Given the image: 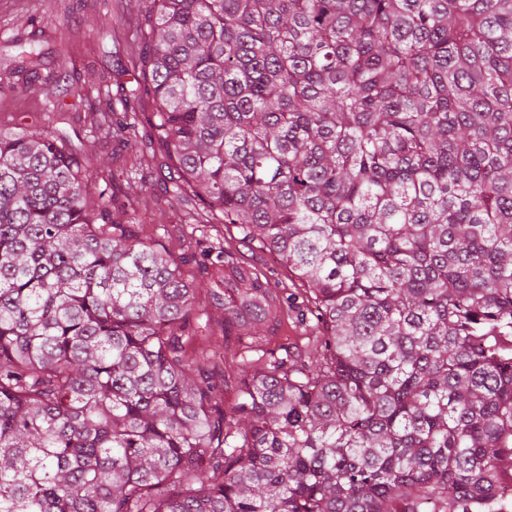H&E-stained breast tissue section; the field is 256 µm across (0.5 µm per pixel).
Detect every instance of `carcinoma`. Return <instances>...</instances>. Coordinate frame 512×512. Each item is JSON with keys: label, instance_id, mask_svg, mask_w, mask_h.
Wrapping results in <instances>:
<instances>
[{"label": "carcinoma", "instance_id": "cac0c4a2", "mask_svg": "<svg viewBox=\"0 0 512 512\" xmlns=\"http://www.w3.org/2000/svg\"><path fill=\"white\" fill-rule=\"evenodd\" d=\"M130 61L178 194L241 257L224 369L187 256L0 131V512H492L512 477V0H149ZM12 74L44 66L18 34ZM136 116L110 121L127 142ZM241 237L235 232V238L229 242V249L235 255L247 256L250 264L268 279L272 288H305L288 272V267L281 264L271 253L240 239ZM197 302H200V307H197L198 313L192 317V320L194 321L196 317H199L198 323L201 327H204L208 321L209 329H199L197 336L193 338L186 349L191 354L198 345L211 343V348L215 354L212 366L220 368L224 366V338H221L224 334L221 330L224 310L215 304L212 295L209 292L207 294L206 290L197 295ZM193 325L196 326L195 321ZM301 328L298 326L295 314L292 316H284L282 322L274 333L266 335L269 336L266 342L267 349H278L282 346H288L290 344H300Z\"/></svg>", "mask_w": 512, "mask_h": 512}]
</instances>
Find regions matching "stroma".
Masks as SVG:
<instances>
[{
  "instance_id": "35a3bbf8",
  "label": "stroma",
  "mask_w": 512,
  "mask_h": 512,
  "mask_svg": "<svg viewBox=\"0 0 512 512\" xmlns=\"http://www.w3.org/2000/svg\"><path fill=\"white\" fill-rule=\"evenodd\" d=\"M50 2L0 0V38L10 31H24L36 24L45 27L50 44L67 42L74 47L71 57L50 56L49 80L25 90L14 88L8 66H0V128L30 131L41 127L45 119L41 111L43 102L48 99L61 102L65 111L56 115L54 127L79 155L91 158V194H99L106 180H113L117 202L133 198L143 237L152 244L164 246L174 255H189L191 261L184 268L186 279L207 283L208 277L202 273L200 264L205 260L203 250L207 240L213 238L214 230L211 225L195 223L192 206L174 197L171 179L176 174L175 169L167 168L166 159L161 156L151 167L131 172L129 153L121 151L117 141L104 130L92 128L84 108L74 105L73 91L77 88L119 82L127 88H135V75L122 74L121 69L138 53L140 41L134 30L125 26L101 32L99 22L114 13L117 5H124L128 13L134 14L145 8L147 0H66L67 9L63 12L51 10ZM229 248L234 254L247 256L271 287H298V280L267 250L239 238L230 240ZM197 300L203 327L192 343L210 345L215 354L214 366L222 367L224 311L210 294L199 293Z\"/></svg>"
}]
</instances>
